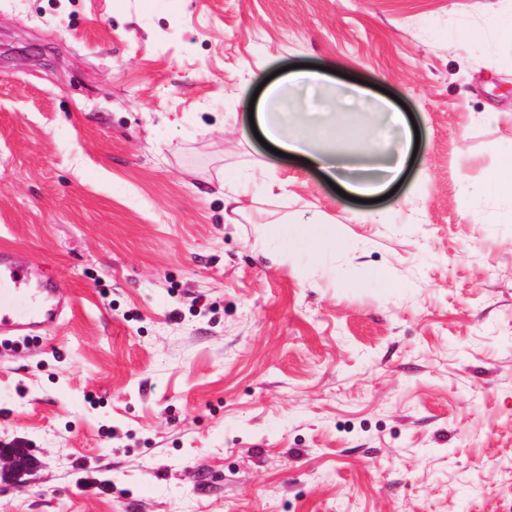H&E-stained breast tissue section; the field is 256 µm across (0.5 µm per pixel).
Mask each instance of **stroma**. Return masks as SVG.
Masks as SVG:
<instances>
[{"label": "stroma", "instance_id": "35a3bbf8", "mask_svg": "<svg viewBox=\"0 0 512 512\" xmlns=\"http://www.w3.org/2000/svg\"><path fill=\"white\" fill-rule=\"evenodd\" d=\"M297 64L402 100L389 198L255 136ZM511 147L512 0H0V250L72 303L0 349V512H512ZM29 461H33L34 464H29ZM37 459L33 453L32 448H0V474L7 473H21L26 472L36 465Z\"/></svg>", "mask_w": 512, "mask_h": 512}]
</instances>
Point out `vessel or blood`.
Segmentation results:
<instances>
[{
	"instance_id": "b4317fda",
	"label": "vessel or blood",
	"mask_w": 512,
	"mask_h": 512,
	"mask_svg": "<svg viewBox=\"0 0 512 512\" xmlns=\"http://www.w3.org/2000/svg\"><path fill=\"white\" fill-rule=\"evenodd\" d=\"M62 311L55 280L42 263L0 252V343L56 325Z\"/></svg>"
}]
</instances>
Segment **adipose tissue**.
<instances>
[{"instance_id":"obj_1","label":"adipose tissue","mask_w":512,"mask_h":512,"mask_svg":"<svg viewBox=\"0 0 512 512\" xmlns=\"http://www.w3.org/2000/svg\"><path fill=\"white\" fill-rule=\"evenodd\" d=\"M361 89L336 91L328 76L296 70L266 83L257 124L264 137L309 161L355 194L386 190L402 171L411 147L405 116L387 101L361 103Z\"/></svg>"}]
</instances>
